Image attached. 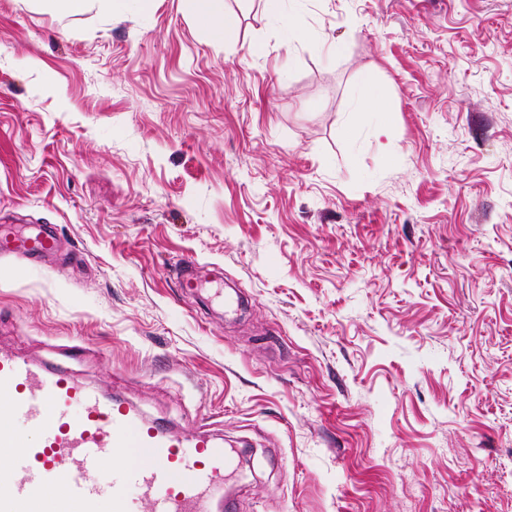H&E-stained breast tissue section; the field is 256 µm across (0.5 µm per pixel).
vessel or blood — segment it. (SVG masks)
Masks as SVG:
<instances>
[{
	"mask_svg": "<svg viewBox=\"0 0 512 512\" xmlns=\"http://www.w3.org/2000/svg\"><path fill=\"white\" fill-rule=\"evenodd\" d=\"M59 246L54 225L21 236L0 225V254L38 260ZM0 512H212L233 456L211 436H184L66 371L0 352ZM122 467H115V460Z\"/></svg>",
	"mask_w": 512,
	"mask_h": 512,
	"instance_id": "obj_1",
	"label": "vessel or blood"
}]
</instances>
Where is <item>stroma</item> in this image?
<instances>
[{"instance_id": "stroma-1", "label": "stroma", "mask_w": 512, "mask_h": 512, "mask_svg": "<svg viewBox=\"0 0 512 512\" xmlns=\"http://www.w3.org/2000/svg\"><path fill=\"white\" fill-rule=\"evenodd\" d=\"M226 6L0 0V224L63 251L0 349L234 449L231 512H512V0ZM198 21L219 41L234 42L238 36L237 17L225 7L224 0H190ZM368 85V95L359 101L355 112L352 114V123L359 122L365 113H373L377 118H381L383 112H386V106L380 90L373 84L371 79L365 80Z\"/></svg>"}]
</instances>
